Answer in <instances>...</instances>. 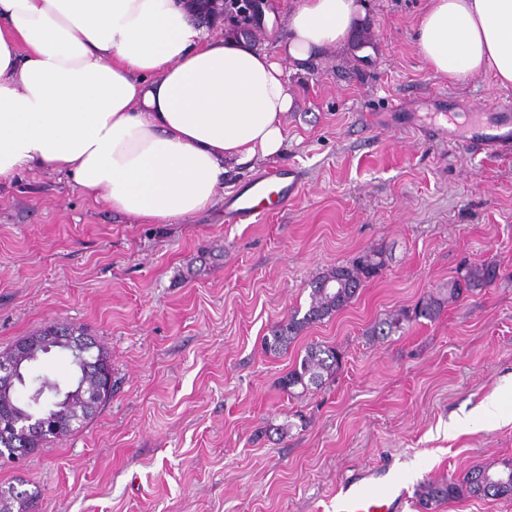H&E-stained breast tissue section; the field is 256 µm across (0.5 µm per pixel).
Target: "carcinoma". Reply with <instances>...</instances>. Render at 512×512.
Returning a JSON list of instances; mask_svg holds the SVG:
<instances>
[{"instance_id": "carcinoma-1", "label": "carcinoma", "mask_w": 512, "mask_h": 512, "mask_svg": "<svg viewBox=\"0 0 512 512\" xmlns=\"http://www.w3.org/2000/svg\"><path fill=\"white\" fill-rule=\"evenodd\" d=\"M389 257L382 249L360 253L346 265L334 266L309 283V304L305 312L298 310L277 322L264 337L265 348L278 353L287 348L306 328L323 322L345 309L359 290L379 276ZM498 278L497 265L492 261L462 267L448 281V299L457 301L462 296L491 286ZM444 299L430 294L414 307L399 308L379 320L372 328L373 336H390L419 319L433 320L441 312ZM83 341L79 352L81 368L79 383L86 384L89 394H66L60 401L49 399L44 406L19 403L14 392L0 394V459L14 460L47 447L58 437L73 431L74 423H82L93 416L112 396V363L108 351L94 338L78 327L49 326L26 336L5 350L19 360L36 362L53 348L70 349L72 341ZM340 354L335 348L320 343L305 347V354L295 361L283 376L281 384L289 395L295 389L305 394L323 387L336 375ZM37 491L19 492L13 485H0V512H11L12 504L28 503ZM483 500H512V462L503 469L493 465L475 466L462 476L441 481H429L418 490L419 505L424 512H435L442 503L459 498Z\"/></svg>"}]
</instances>
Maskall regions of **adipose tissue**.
Wrapping results in <instances>:
<instances>
[{
    "label": "adipose tissue",
    "mask_w": 512,
    "mask_h": 512,
    "mask_svg": "<svg viewBox=\"0 0 512 512\" xmlns=\"http://www.w3.org/2000/svg\"><path fill=\"white\" fill-rule=\"evenodd\" d=\"M297 67L345 45L361 0H280ZM417 47L453 79L512 85V0H428ZM280 62L199 27L189 0H0V183L48 167L113 210L167 224L229 170L279 157Z\"/></svg>",
    "instance_id": "obj_1"
}]
</instances>
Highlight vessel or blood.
Instances as JSON below:
<instances>
[{
	"label": "vessel or blood",
	"mask_w": 512,
	"mask_h": 512,
	"mask_svg": "<svg viewBox=\"0 0 512 512\" xmlns=\"http://www.w3.org/2000/svg\"><path fill=\"white\" fill-rule=\"evenodd\" d=\"M504 111L495 121H479L469 135L456 138L457 146L478 153H504L512 150V104L504 103ZM299 170L285 167L255 177L243 184L224 203V221L242 224L264 217L268 201L285 203L301 187ZM405 495L391 487L386 500H379L374 484L368 478L352 480L336 501V512H385L387 507H402Z\"/></svg>",
	"instance_id": "b4317fda"
}]
</instances>
